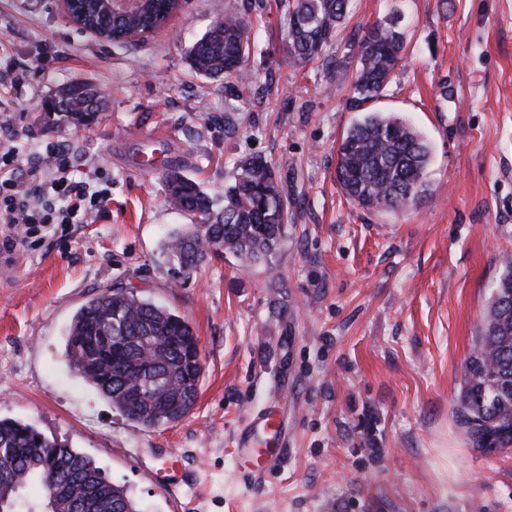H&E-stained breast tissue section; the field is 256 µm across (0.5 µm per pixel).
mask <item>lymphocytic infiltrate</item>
<instances>
[{"instance_id":"obj_1","label":"lymphocytic infiltrate","mask_w":512,"mask_h":512,"mask_svg":"<svg viewBox=\"0 0 512 512\" xmlns=\"http://www.w3.org/2000/svg\"><path fill=\"white\" fill-rule=\"evenodd\" d=\"M107 192L74 180L68 160L51 153L24 163L12 144L0 147V247H34L84 224L107 208Z\"/></svg>"}]
</instances>
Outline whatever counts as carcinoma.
Returning a JSON list of instances; mask_svg holds the SVG:
<instances>
[{
    "label": "carcinoma",
    "instance_id": "1",
    "mask_svg": "<svg viewBox=\"0 0 512 512\" xmlns=\"http://www.w3.org/2000/svg\"><path fill=\"white\" fill-rule=\"evenodd\" d=\"M351 0H288V53L303 67L319 58L346 21ZM168 0H141L124 14L110 0H76L83 26L108 36L155 30L168 14ZM357 64L351 101L360 106L381 98L406 57L399 16L361 29L351 44ZM251 44L245 17L226 12L188 50L190 69L204 76L245 82ZM64 121L85 125L99 111L100 95L86 83L71 84L53 96ZM336 181L346 197L366 210H405L427 198L426 170L431 148L421 132L401 117L367 111L337 146ZM168 204L193 222L169 234L167 255L188 254L186 273L211 253L230 252L242 263L266 261L277 249L288 220V198L273 165L261 156L240 164L224 186V205L201 183L173 169L164 177ZM204 223H195V218ZM66 354L88 386L145 428L175 422L195 404L203 371L198 337L188 321L145 301L126 288L108 289L88 300L71 321ZM456 423L481 452L512 447V259L493 289L475 346L462 367ZM71 481L90 490L82 502L68 498L34 505L22 492ZM141 512L120 486L90 458L51 441L29 422L0 419V512Z\"/></svg>",
    "mask_w": 512,
    "mask_h": 512
}]
</instances>
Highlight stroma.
I'll return each mask as SVG.
<instances>
[{"mask_svg": "<svg viewBox=\"0 0 512 512\" xmlns=\"http://www.w3.org/2000/svg\"><path fill=\"white\" fill-rule=\"evenodd\" d=\"M287 0H183L140 42L72 26L61 0H0V142L53 148L111 200L72 236L16 247L0 279V418L77 448L143 512H512V450H475L452 416L465 358L512 256V0H352L315 62L288 58ZM249 22L248 83L194 74L190 45L224 11ZM399 11L407 56L371 109L429 141L430 195L367 211L336 183L359 26ZM100 88L88 125L41 107ZM164 135L173 165L214 195L266 158L290 203L268 261L211 255L185 274L162 245L186 217L165 169L139 170ZM124 286L185 317L205 358L194 407L144 428L70 365L78 308ZM277 416L283 464L242 473L236 436Z\"/></svg>", "mask_w": 512, "mask_h": 512, "instance_id": "stroma-1", "label": "stroma"}]
</instances>
